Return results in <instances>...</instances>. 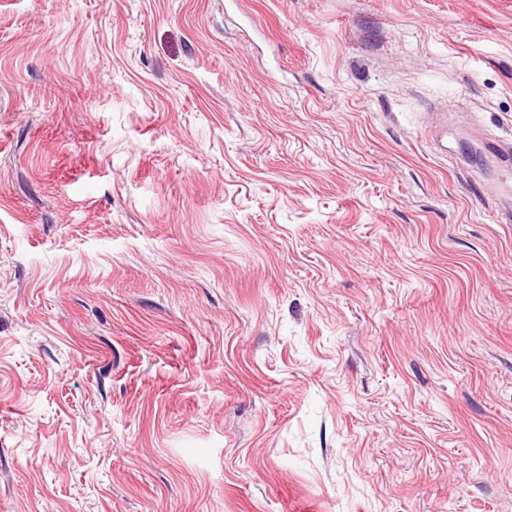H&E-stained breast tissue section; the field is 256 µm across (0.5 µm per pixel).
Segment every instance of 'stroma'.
<instances>
[{
    "label": "stroma",
    "instance_id": "1",
    "mask_svg": "<svg viewBox=\"0 0 512 512\" xmlns=\"http://www.w3.org/2000/svg\"><path fill=\"white\" fill-rule=\"evenodd\" d=\"M512 0H0V512H512Z\"/></svg>",
    "mask_w": 512,
    "mask_h": 512
}]
</instances>
